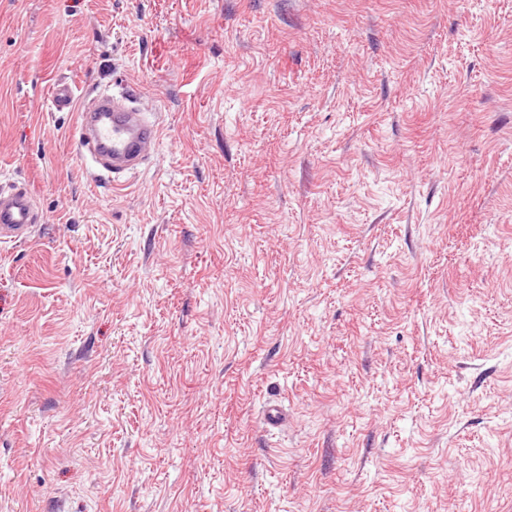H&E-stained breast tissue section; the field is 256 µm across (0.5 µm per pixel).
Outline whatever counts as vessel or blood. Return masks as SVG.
<instances>
[{
	"label": "vessel or blood",
	"instance_id": "obj_1",
	"mask_svg": "<svg viewBox=\"0 0 512 512\" xmlns=\"http://www.w3.org/2000/svg\"><path fill=\"white\" fill-rule=\"evenodd\" d=\"M160 137V125L135 110L128 97L99 94L79 114L77 144L92 162L93 171L115 177L136 174L148 147ZM32 196L23 186L0 192V242L29 238L36 222Z\"/></svg>",
	"mask_w": 512,
	"mask_h": 512
}]
</instances>
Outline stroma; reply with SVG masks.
<instances>
[{"mask_svg":"<svg viewBox=\"0 0 512 512\" xmlns=\"http://www.w3.org/2000/svg\"><path fill=\"white\" fill-rule=\"evenodd\" d=\"M12 182L0 512H512V0H0ZM128 96L101 93L80 111L77 144L89 155L94 176L105 171L114 181L136 174L148 147L159 142V123L149 119L146 112L135 110ZM32 196L24 186L0 192V242L26 241L36 222Z\"/></svg>","mask_w":512,"mask_h":512,"instance_id":"35a3bbf8","label":"stroma"}]
</instances>
